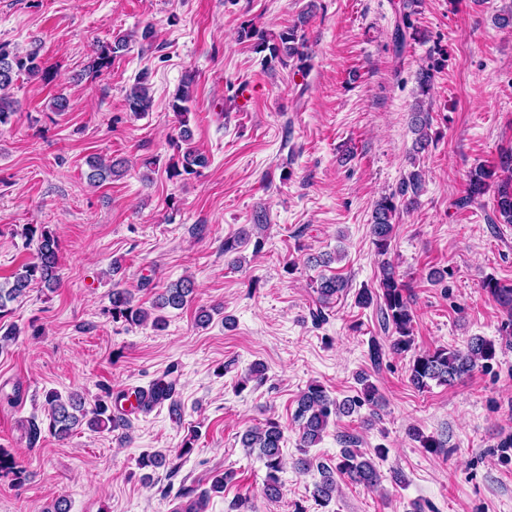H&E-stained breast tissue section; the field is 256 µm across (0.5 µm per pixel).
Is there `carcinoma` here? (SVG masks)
<instances>
[{
    "instance_id": "1",
    "label": "carcinoma",
    "mask_w": 512,
    "mask_h": 512,
    "mask_svg": "<svg viewBox=\"0 0 512 512\" xmlns=\"http://www.w3.org/2000/svg\"><path fill=\"white\" fill-rule=\"evenodd\" d=\"M308 20L309 16L306 15L301 22L282 29L276 34H268L257 29L254 24L248 23L241 27L240 39L252 42L254 52L263 55L262 61L267 65L294 59L298 62V68L303 70L306 68L308 53L305 51L304 38L299 34V28ZM411 28L413 25L409 21V15L406 14L394 33V41L398 47H404L407 39L415 37V33L409 32ZM131 41L130 34L116 35L111 43L96 49L88 69L98 74L109 68L112 61L126 50ZM436 69L437 64L431 63L421 68L418 73V85L424 96L431 89ZM23 75L29 79L43 76L37 50L31 49L20 53L0 47V126L11 123L12 117L16 114V101L11 97V88ZM194 84L195 76H186L171 103L179 128L178 139L174 142L179 153L178 161L172 163L167 171L171 179L184 174H193L197 172V168H204L208 164L207 156L192 143L190 103L193 98ZM126 102L129 111L136 117L150 111L152 97L147 75H140L129 87L126 91ZM429 127V112L422 106H417L413 116V130L416 134L415 152L421 153L430 145ZM87 164L90 168L88 179L94 185L118 175L122 168V162L101 156L89 158ZM421 188V171L413 170L396 190L382 195L376 202L372 211L370 234L377 254L385 255L389 250L394 232L393 219L398 205L413 204ZM490 191L494 193L496 212L502 223L512 224V149L502 151L497 164L478 165L469 172L465 195L459 199L457 205L465 207ZM266 228L265 215L256 216L255 223L249 228H244L238 235L224 240V253L237 250L241 241L251 237L255 238V251H260ZM22 235L28 243L35 244V257L23 263L12 274V279L0 281V320L11 312L9 305L24 295L32 284L38 283L47 288H55L59 282V241L55 233L46 226L40 228L28 226L23 228ZM345 288L346 282L340 277H320L314 287L315 309L312 310V319L315 322L324 323L328 320L330 305L336 299V295L342 293ZM482 289L490 300L507 313L508 322L504 323V329L512 333V284L489 277L483 281ZM194 293L195 282L189 277H184L158 294L153 310L149 311L135 302L132 292L115 287L111 294L110 313L114 320H123L134 325L149 322L153 327L162 329L166 325V319L161 311L168 307L183 308L192 299ZM375 301L380 303L385 328L391 330L389 350L393 353L412 350L414 336L410 301L394 266L388 262L380 266L376 288L372 290L365 288L356 296V303L360 307L366 308ZM496 353L495 343L482 336L470 338L463 349L437 347L433 350L416 352L409 366V380L418 390L429 387L432 381L451 387L470 376L477 367H483L494 360ZM358 381L363 383L361 394L341 401L331 398L320 384L311 383L307 386L299 398L295 414L302 447L310 448L316 445L321 440L331 418L350 416L364 406L373 411L380 407L381 396L375 386L368 383L367 378L362 375L359 376ZM175 385L176 382L173 380L160 379L147 392L151 394L154 405L165 400L171 401L172 415L177 417L180 415V405L173 400ZM147 392L140 390L138 394L143 396ZM127 399V393L120 391L112 395L111 401L99 400L88 408L83 398L77 395H72L65 401L57 392L50 391L45 397L50 413L48 432L57 438L65 439L78 424L81 416L87 419L88 426L92 428L107 426L114 431L126 430L129 427V418L119 414L117 409ZM408 434L414 441L420 443V447L428 451L434 453L443 451L442 442L432 436L423 435L415 427L409 428ZM240 442L241 447L248 452L258 451L259 458L264 462L267 470L263 488L264 498L268 501L278 500L282 496L279 473L284 467V431L281 425L268 420L261 426L251 427L242 434ZM340 443L343 444V448L334 465L321 463L315 466L308 458L295 460V467L303 473L313 467L317 468L320 479L314 483L313 498L322 507L328 506L336 497L338 492L336 476L338 475L347 478L353 484H362L366 487H377L382 483V475L374 460L352 448L353 438L345 435L340 438ZM232 478L231 472L218 474L214 477L211 488L202 492L192 487H182L179 493L180 509L184 512H200V509L206 506L210 493L224 491V484Z\"/></svg>"
}]
</instances>
